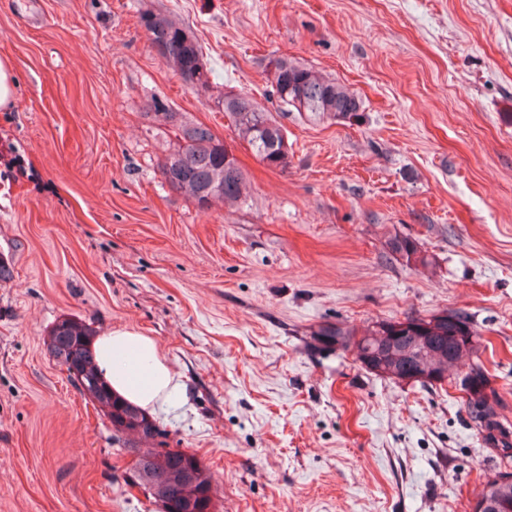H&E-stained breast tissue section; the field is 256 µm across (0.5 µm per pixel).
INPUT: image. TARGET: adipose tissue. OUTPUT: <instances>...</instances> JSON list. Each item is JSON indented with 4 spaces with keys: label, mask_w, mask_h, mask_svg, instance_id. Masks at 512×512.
<instances>
[{
    "label": "adipose tissue",
    "mask_w": 512,
    "mask_h": 512,
    "mask_svg": "<svg viewBox=\"0 0 512 512\" xmlns=\"http://www.w3.org/2000/svg\"><path fill=\"white\" fill-rule=\"evenodd\" d=\"M104 379L127 402L151 409L179 388L153 338L134 330L116 329L92 346Z\"/></svg>",
    "instance_id": "ef3b65f1"
}]
</instances>
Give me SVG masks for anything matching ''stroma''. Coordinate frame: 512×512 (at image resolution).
I'll list each match as a JSON object with an SVG mask.
<instances>
[{"label": "stroma", "mask_w": 512, "mask_h": 512, "mask_svg": "<svg viewBox=\"0 0 512 512\" xmlns=\"http://www.w3.org/2000/svg\"><path fill=\"white\" fill-rule=\"evenodd\" d=\"M145 10L280 117L287 170L157 55ZM2 55L0 512H159L46 349L65 318L156 341L182 390L151 416L212 474L216 512H470L512 471L453 381L383 378L314 339L463 313L512 426V0H0ZM274 56L349 86L362 121L282 113ZM155 97L233 151L244 202L167 185ZM396 235L431 266L391 253ZM15 77L13 66L7 56L0 58V108L14 103Z\"/></svg>", "instance_id": "35a3bbf8"}]
</instances>
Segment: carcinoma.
<instances>
[{"mask_svg": "<svg viewBox=\"0 0 512 512\" xmlns=\"http://www.w3.org/2000/svg\"><path fill=\"white\" fill-rule=\"evenodd\" d=\"M140 22L152 36V42L160 48L168 66L184 82L196 80L211 85L212 71L204 62L203 47L189 28L162 13L148 11L140 14ZM266 72L272 93L286 111L293 109L304 112L308 118L316 121L359 122L363 118V102L354 91L300 60L284 56L272 58L268 61ZM218 101L222 111L230 118L237 137L246 142L262 162L281 171L288 169V158L282 152L287 131L271 112L242 92L228 102L221 94ZM150 110L158 126L174 130L178 140L177 146L161 164V173L173 190L200 204L214 184L222 182V201L233 204L242 200L245 174L235 161L229 166L224 165L221 141L209 127L175 111L157 97L152 99ZM388 246L391 252L408 264H432L418 242L408 236H395L389 240ZM411 336L428 337L425 357H419L417 352L402 353L387 363L384 377L400 382L410 377L414 383L433 385L438 382L433 370L438 353L445 354L450 361L471 360L465 378L455 382L459 391L463 392L462 403L469 414L482 419L478 426L487 443L501 446L505 453L511 450L512 431L498 420L493 406L497 395L490 387L488 372L480 363L481 338L463 314L444 312L429 318L382 321L360 330L343 331L326 327L319 330L316 339L334 343L344 351H355L359 362L374 373L376 367L366 364V360L391 343L407 347ZM92 338V330L85 323L72 318L63 319L50 332L46 348L50 356L63 366L68 364L73 352H82L88 370L100 377L102 372L91 350ZM421 364L428 369L427 377L416 378L414 371ZM89 398L110 420L113 435L122 442L123 447L134 448L142 439L163 436V432L144 411L114 396L107 382H102V390L89 395ZM144 455L156 459L153 488L144 485L136 471L130 476L129 484L142 488L150 499L156 495L172 498L182 491V486L177 483L178 476L186 470L193 471L196 489L201 494L196 504L207 512H215L213 477L195 455L172 448H149ZM509 476H512L511 472L502 473L498 479L486 484L488 495L512 502V482L506 481Z\"/></svg>", "mask_w": 512, "mask_h": 512, "instance_id": "cac0c4a2", "label": "carcinoma"}]
</instances>
